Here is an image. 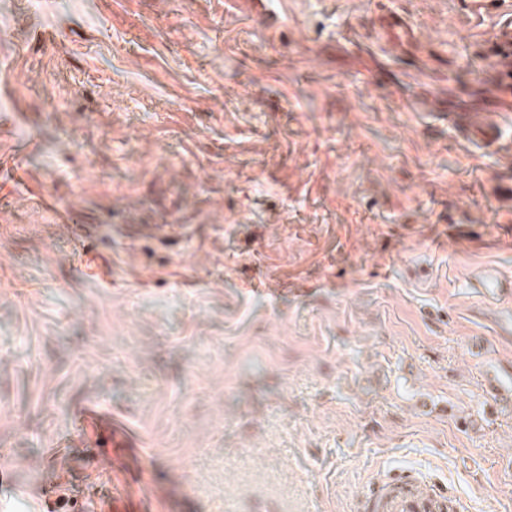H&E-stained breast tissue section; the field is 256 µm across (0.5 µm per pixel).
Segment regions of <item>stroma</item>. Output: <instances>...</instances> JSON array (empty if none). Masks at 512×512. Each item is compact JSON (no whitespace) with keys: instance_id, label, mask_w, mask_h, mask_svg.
<instances>
[{"instance_id":"stroma-1","label":"stroma","mask_w":512,"mask_h":512,"mask_svg":"<svg viewBox=\"0 0 512 512\" xmlns=\"http://www.w3.org/2000/svg\"><path fill=\"white\" fill-rule=\"evenodd\" d=\"M467 2L0 9V512L132 455L123 512H353L380 467L512 512V303L472 286L512 279L505 12ZM489 41L494 44L499 53L495 56V65L500 79L511 86L512 75V21L511 17L499 22L488 33Z\"/></svg>"}]
</instances>
